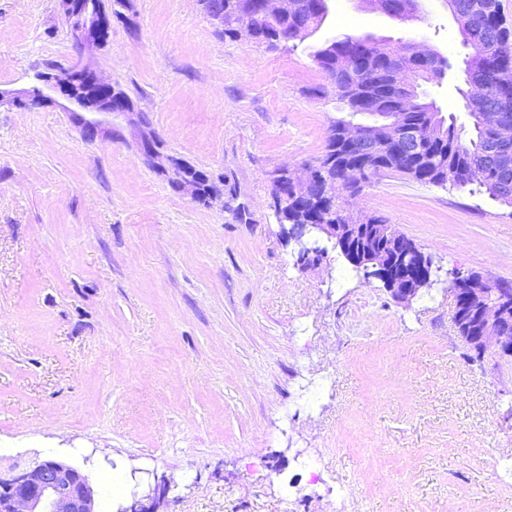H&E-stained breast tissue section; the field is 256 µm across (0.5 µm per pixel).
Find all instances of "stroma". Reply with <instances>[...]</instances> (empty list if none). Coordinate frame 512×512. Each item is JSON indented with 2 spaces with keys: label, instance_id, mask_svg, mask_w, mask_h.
<instances>
[{
  "label": "stroma",
  "instance_id": "1",
  "mask_svg": "<svg viewBox=\"0 0 512 512\" xmlns=\"http://www.w3.org/2000/svg\"><path fill=\"white\" fill-rule=\"evenodd\" d=\"M327 4L302 44L271 49L224 38L198 0H132L82 56L165 150L223 178L208 205L144 162L122 115L89 141L60 107L0 110V473L68 463L98 512L161 478L159 512H336L337 486L345 512H512L495 468L512 457V359L468 360L445 282L399 303L325 235L277 220L274 175L316 164L344 116L310 94L326 83L311 53L332 38L424 42L449 63L429 99L470 125L446 0L407 21ZM77 57L60 0H0V88ZM349 210L441 271L512 282L510 207L390 172ZM326 374L333 390L297 402Z\"/></svg>",
  "mask_w": 512,
  "mask_h": 512
}]
</instances>
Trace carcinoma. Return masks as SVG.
Wrapping results in <instances>:
<instances>
[{
    "instance_id": "1",
    "label": "carcinoma",
    "mask_w": 512,
    "mask_h": 512,
    "mask_svg": "<svg viewBox=\"0 0 512 512\" xmlns=\"http://www.w3.org/2000/svg\"><path fill=\"white\" fill-rule=\"evenodd\" d=\"M209 16L224 11L220 32L234 40L241 24L253 27L256 41L269 48L282 43L301 42L321 24L327 12L326 0H304L302 9L286 16H262L258 0H199ZM389 16L405 21L416 13V0H386ZM462 36L463 45L472 49L465 60L462 96L471 119L470 135L458 129L453 116H445L426 94L418 91V81H429L426 62L407 42L389 47L388 59L369 37L345 34L333 38L313 52L338 99L348 109L350 119L333 123L326 150L317 167L322 177L315 193L299 201H288L277 208L282 224H309L313 214L324 213L326 224H351L353 219L342 205L332 202L330 179L357 193L362 185L388 172H398L425 184L452 189H469L472 195H488L494 201L512 206V166L500 169L488 154L493 132L480 119V103L493 105L512 121V90L497 91L496 69L512 64V27L499 17L498 0H448ZM405 70L416 81L410 91L411 105L394 73ZM406 109L405 124L417 132L412 153L400 148L390 127L389 114ZM361 116L359 123L375 138L376 149L357 154L342 137V131ZM188 173L200 186L198 202L208 204L224 193V179H214L204 170L186 164Z\"/></svg>"
}]
</instances>
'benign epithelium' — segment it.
Here are the masks:
<instances>
[{"label":"benign epithelium","instance_id":"1","mask_svg":"<svg viewBox=\"0 0 512 512\" xmlns=\"http://www.w3.org/2000/svg\"><path fill=\"white\" fill-rule=\"evenodd\" d=\"M261 12L266 16H286L302 5V0H260ZM112 11L105 8L103 0H83V7L68 15L67 34L78 54L101 44L102 32L112 26ZM84 77L103 91L95 101L85 98L78 87V77ZM41 84L37 99L43 106H59L70 111L75 123L89 137H97L106 131L100 119L114 113L112 89L114 85L96 69L77 59L68 67L51 68L36 76ZM32 88L21 90L0 89V108L17 107L31 98ZM76 105L80 111L69 110ZM482 121L494 131L491 153L507 163L512 160V123L504 120L501 113L492 108L482 110ZM146 163L162 173L175 188L191 199L198 197L195 182L184 173L180 157L153 150L144 155ZM318 171L309 167L299 177H291L292 198H304L315 183ZM387 250L375 259L376 271L372 275L387 285L393 297L410 303L419 291L433 283V261L407 238L394 233L387 225ZM483 287L470 288L466 306L476 313L481 327L473 336H465L478 353L493 351L512 354V336L499 332L500 325L512 318V290L499 292L496 299L487 294L489 282L482 280ZM170 486L162 481L151 487L148 493L134 497L122 512H158ZM0 512H97V497L88 479L71 465L46 461L0 478Z\"/></svg>","mask_w":512,"mask_h":512}]
</instances>
